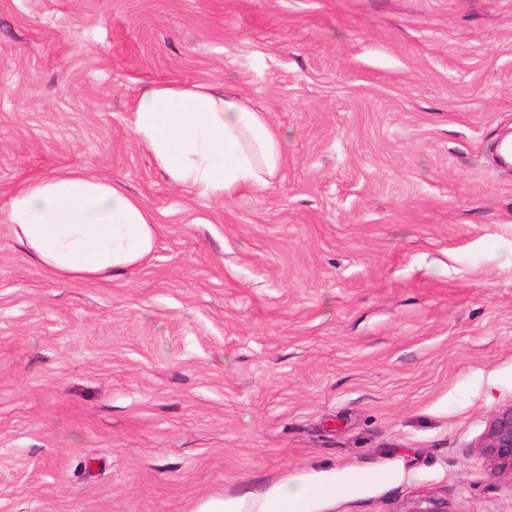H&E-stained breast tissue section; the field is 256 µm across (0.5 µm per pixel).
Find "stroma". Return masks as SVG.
I'll use <instances>...</instances> for the list:
<instances>
[{
  "instance_id": "obj_1",
  "label": "stroma",
  "mask_w": 512,
  "mask_h": 512,
  "mask_svg": "<svg viewBox=\"0 0 512 512\" xmlns=\"http://www.w3.org/2000/svg\"><path fill=\"white\" fill-rule=\"evenodd\" d=\"M230 84L286 136L271 189L171 184L150 82ZM512 0H0V512H512ZM82 170L159 226L59 280L3 212ZM481 448L499 467L509 468L512 472V407L491 422Z\"/></svg>"
}]
</instances>
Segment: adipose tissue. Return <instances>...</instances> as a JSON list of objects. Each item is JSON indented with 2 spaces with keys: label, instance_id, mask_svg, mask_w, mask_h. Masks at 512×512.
Returning <instances> with one entry per match:
<instances>
[{
  "label": "adipose tissue",
  "instance_id": "obj_1",
  "mask_svg": "<svg viewBox=\"0 0 512 512\" xmlns=\"http://www.w3.org/2000/svg\"><path fill=\"white\" fill-rule=\"evenodd\" d=\"M131 130L169 182L213 200L266 192L285 161L286 139L266 113L209 85H145ZM5 213L15 239L63 280L137 267L158 236L140 199L80 171L27 181L12 192Z\"/></svg>",
  "mask_w": 512,
  "mask_h": 512
}]
</instances>
